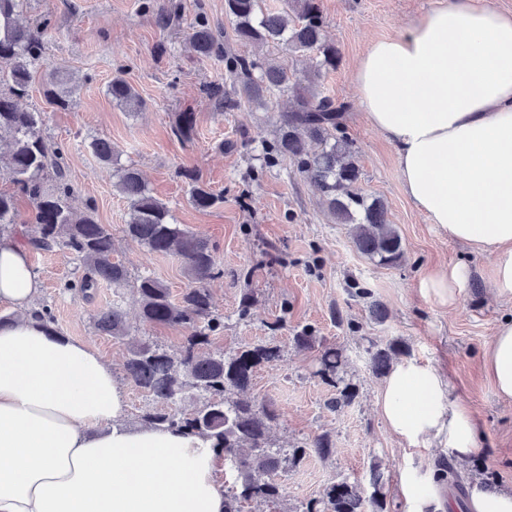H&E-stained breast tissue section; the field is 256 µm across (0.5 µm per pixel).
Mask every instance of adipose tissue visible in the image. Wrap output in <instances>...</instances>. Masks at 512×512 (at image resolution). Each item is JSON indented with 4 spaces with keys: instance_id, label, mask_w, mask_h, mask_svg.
I'll list each match as a JSON object with an SVG mask.
<instances>
[{
    "instance_id": "ef3b65f1",
    "label": "adipose tissue",
    "mask_w": 512,
    "mask_h": 512,
    "mask_svg": "<svg viewBox=\"0 0 512 512\" xmlns=\"http://www.w3.org/2000/svg\"><path fill=\"white\" fill-rule=\"evenodd\" d=\"M353 82L369 123L395 146L403 188L430 223L496 253L492 282L512 298V12L440 0L372 41ZM28 248L0 237V512H224L209 441L125 423V388L88 343L43 327ZM512 399V323L486 359ZM380 412L400 438L458 457L479 430L435 368L397 363Z\"/></svg>"
}]
</instances>
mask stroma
Returning <instances> with one entry per match:
<instances>
[{"label": "stroma", "instance_id": "obj_1", "mask_svg": "<svg viewBox=\"0 0 512 512\" xmlns=\"http://www.w3.org/2000/svg\"><path fill=\"white\" fill-rule=\"evenodd\" d=\"M142 0H25L29 19L50 15L56 29L45 55L33 69L30 92L22 107L42 111L52 145L69 155L68 179L74 191L70 205L84 211L94 203V217L114 243L113 261L131 278L150 275L180 298L190 281L173 255L146 256L127 237L128 206L112 187V169L90 151L93 138L111 141L118 164L139 168L155 197L170 208L177 223L216 246L224 270L209 288L224 328L213 333L210 351L271 344L281 350L272 364L254 376L249 398L272 404L279 414L275 436L281 446L330 433L335 453L326 460L309 457L284 479L285 505L294 512L319 496L337 478L367 484L373 464L386 479L387 512H440L443 486L434 481L438 463L455 461L444 447L408 443L384 421L378 401L383 381L368 368L370 344L401 341L406 359L437 369L450 383L453 398L466 406L482 430L480 446L459 464L462 493L454 512H467V492L474 482L512 488V402L498 398L485 368V356L512 302L498 299L491 274L495 258L453 241L405 194L394 145L369 124L355 95V59L376 39L397 34L436 7L439 0H320L325 35L342 56L337 70L324 74L323 87L339 102L350 103L346 132L355 148L367 193L387 205L404 257L393 267L377 265L354 246L350 227L331 219L315 189L287 160L266 164L262 141L273 140L276 119L291 98L284 92L265 106L219 114L213 112L204 85H229L224 62L201 59L187 36L198 8L212 24L230 29L224 0H178V22L162 28ZM67 77L74 89L68 107L44 94L51 71ZM123 74L145 105L132 112L113 102L107 87ZM196 115L195 135L177 139V113ZM199 172L224 201L198 210L187 201L181 168ZM42 288L36 307L51 308L60 335L90 342L111 364L116 378L132 344L150 341L177 352L184 329L156 326L136 319L131 289L101 285L92 298L66 287L79 263L65 248L33 253ZM459 264L466 279L452 306L423 295L421 280L445 264ZM252 289L256 303L249 316L239 314L242 289ZM121 303L131 313L130 330L121 340L99 333L100 310ZM386 310L383 320L369 313L371 303ZM343 314L335 322L332 311ZM282 328H275V321ZM309 327L325 343L340 348L347 377L359 387L355 401L342 411L329 409L336 390L315 370L318 349L294 346V330Z\"/></svg>", "mask_w": 512, "mask_h": 512}]
</instances>
